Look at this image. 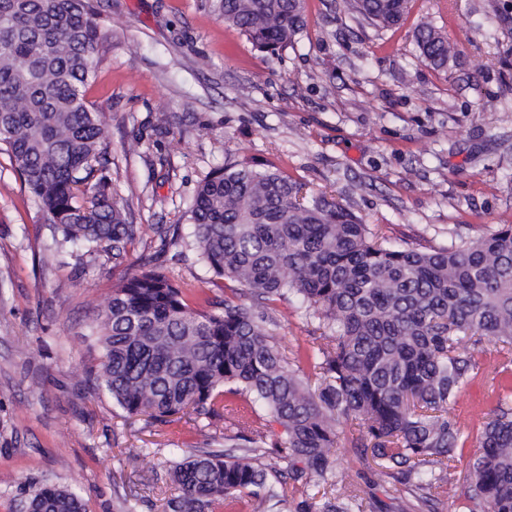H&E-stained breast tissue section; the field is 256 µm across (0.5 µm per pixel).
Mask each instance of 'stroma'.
<instances>
[{"mask_svg":"<svg viewBox=\"0 0 512 512\" xmlns=\"http://www.w3.org/2000/svg\"><path fill=\"white\" fill-rule=\"evenodd\" d=\"M307 23L276 55L255 50L225 26L213 0H97L105 35L85 88L112 132L102 174L142 231L122 263L110 255L44 267L51 232L44 213L0 153V512H16L19 486L59 483L78 490L86 512H163L170 473L183 451L205 447L224 421L197 430L177 421L129 420L91 389L84 332L113 288L145 259L181 281L223 297L163 224L190 236L200 181L228 160L274 167L324 192L391 242L422 250L512 224V0H411L404 24L386 29L345 0H307ZM443 28L456 60L436 70L417 58L413 32ZM170 116L167 127L157 113ZM277 339L313 342L316 324L297 298L279 303ZM457 399L469 437L436 512H461L481 417L495 375L492 349ZM334 472L349 471L365 502L415 512L410 486H383L359 449L352 424L338 428ZM143 458L137 475L126 455Z\"/></svg>","mask_w":512,"mask_h":512,"instance_id":"1","label":"stroma"}]
</instances>
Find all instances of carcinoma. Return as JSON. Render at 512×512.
Instances as JSON below:
<instances>
[{
  "label": "carcinoma",
  "mask_w": 512,
  "mask_h": 512,
  "mask_svg": "<svg viewBox=\"0 0 512 512\" xmlns=\"http://www.w3.org/2000/svg\"><path fill=\"white\" fill-rule=\"evenodd\" d=\"M367 20L393 27L409 0H348ZM224 24L262 51L294 44L306 0H217ZM103 34L94 0H0V151L41 211L53 244L44 265L81 246L95 258L127 256L138 227L97 176L110 137L84 88L99 62ZM421 62L448 68L442 30L420 26ZM278 169L226 162L199 183L186 247L213 276L237 284L220 307L157 270L141 266L89 326L98 348L89 379L127 418L168 424L233 418L222 452L195 450L173 470L178 494L165 512H218L242 503L272 512H364L349 476L335 493L337 425L352 422L354 448L371 449L380 486L413 480L428 502L448 484L467 436L454 414L479 369L475 354L494 342L502 371L512 364V224L450 237L423 252L394 246L381 229L325 193ZM294 295L312 309L321 334L288 358L276 339L277 303ZM260 404L284 429L273 443L284 478L270 481L264 436L247 413L224 404V387ZM467 512H512V388L494 390L482 417ZM29 512H85L79 493L43 484L20 492Z\"/></svg>",
  "instance_id": "carcinoma-1"
}]
</instances>
